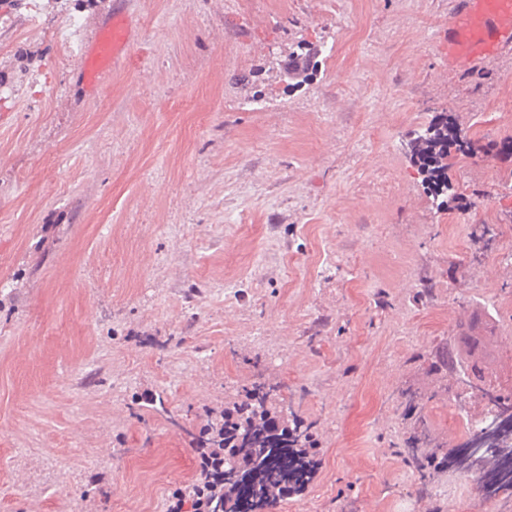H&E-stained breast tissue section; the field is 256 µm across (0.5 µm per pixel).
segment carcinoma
Wrapping results in <instances>:
<instances>
[{
	"label": "carcinoma",
	"instance_id": "obj_1",
	"mask_svg": "<svg viewBox=\"0 0 512 512\" xmlns=\"http://www.w3.org/2000/svg\"><path fill=\"white\" fill-rule=\"evenodd\" d=\"M318 55V49L309 48L292 57L287 75L293 86L307 81L309 70L317 67ZM406 146L422 183L437 207H443L452 190L448 156L453 151L471 153L474 143L442 112L426 127L412 131ZM456 332L459 336L454 347L441 346L435 351L439 388H448V363L464 361L458 382L485 399L488 415L462 447L449 451L429 428L421 392L410 385L399 390L400 405L409 420L405 460L428 476L420 489L422 500L433 499L436 474L448 468L450 456L455 460L453 469L477 476L478 487L487 494L512 486V399L488 385L489 362L481 324L474 319L461 321ZM279 391L278 383L259 374L225 402L224 417L209 415L200 429L210 447L224 449V512H266L300 493L320 466L315 422L284 404Z\"/></svg>",
	"mask_w": 512,
	"mask_h": 512
}]
</instances>
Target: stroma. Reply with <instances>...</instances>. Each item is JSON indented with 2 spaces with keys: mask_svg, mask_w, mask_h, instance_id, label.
<instances>
[{
  "mask_svg": "<svg viewBox=\"0 0 512 512\" xmlns=\"http://www.w3.org/2000/svg\"><path fill=\"white\" fill-rule=\"evenodd\" d=\"M116 1L130 63L90 89L80 54ZM454 2L0 0V512H166L256 355L319 437L273 512H416L398 388L462 443L455 413L486 402L430 370L482 311L512 392V155L452 154L441 208L402 146L442 110L512 138V55L449 64ZM437 485V512H512V487ZM317 48H308L306 52L297 54L292 57L291 64L288 63L287 75L288 79L295 80L292 86H300L306 82L311 74H309L310 66L311 70L317 67V61H314L319 55Z\"/></svg>",
  "mask_w": 512,
  "mask_h": 512,
  "instance_id": "stroma-1",
  "label": "stroma"
}]
</instances>
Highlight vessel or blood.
Segmentation results:
<instances>
[{"mask_svg": "<svg viewBox=\"0 0 512 512\" xmlns=\"http://www.w3.org/2000/svg\"><path fill=\"white\" fill-rule=\"evenodd\" d=\"M133 37L123 11L99 28L80 68L84 83L96 86L124 59ZM512 51V0H458L448 21V58L456 63L482 64Z\"/></svg>", "mask_w": 512, "mask_h": 512, "instance_id": "vessel-or-blood-1", "label": "vessel or blood"}]
</instances>
